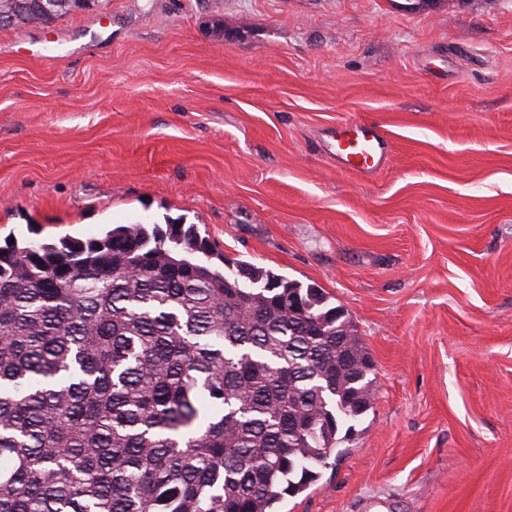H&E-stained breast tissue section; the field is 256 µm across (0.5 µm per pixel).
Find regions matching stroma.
Listing matches in <instances>:
<instances>
[{"label":"stroma","mask_w":512,"mask_h":512,"mask_svg":"<svg viewBox=\"0 0 512 512\" xmlns=\"http://www.w3.org/2000/svg\"><path fill=\"white\" fill-rule=\"evenodd\" d=\"M391 148L341 168L336 129ZM195 225L374 362L280 512H512V0H101L0 28V246ZM333 154L346 170L368 172L379 168L389 152V141L377 126L362 122L336 130Z\"/></svg>","instance_id":"35a3bbf8"}]
</instances>
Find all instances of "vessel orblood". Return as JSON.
<instances>
[{
  "mask_svg": "<svg viewBox=\"0 0 512 512\" xmlns=\"http://www.w3.org/2000/svg\"><path fill=\"white\" fill-rule=\"evenodd\" d=\"M332 148L337 161L346 170L368 172L384 163L389 141L379 127L362 122L337 129Z\"/></svg>",
  "mask_w": 512,
  "mask_h": 512,
  "instance_id": "obj_1",
  "label": "vessel or blood"
}]
</instances>
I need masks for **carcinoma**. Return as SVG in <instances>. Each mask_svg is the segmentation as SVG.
I'll use <instances>...</instances> for the list:
<instances>
[{"mask_svg":"<svg viewBox=\"0 0 512 512\" xmlns=\"http://www.w3.org/2000/svg\"><path fill=\"white\" fill-rule=\"evenodd\" d=\"M210 258L192 224L0 247V512H276L342 454L374 394L354 323Z\"/></svg>","mask_w":512,"mask_h":512,"instance_id":"obj_1","label":"carcinoma"}]
</instances>
